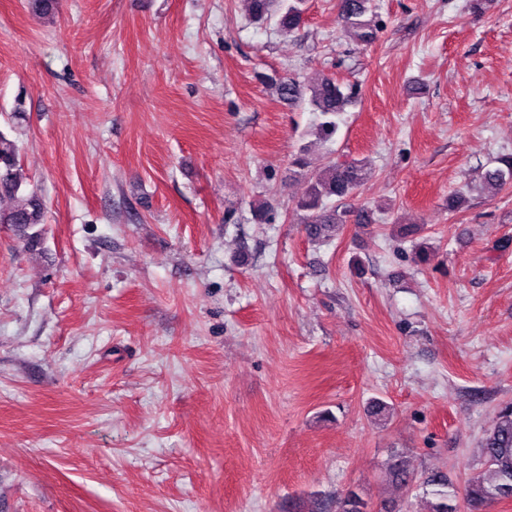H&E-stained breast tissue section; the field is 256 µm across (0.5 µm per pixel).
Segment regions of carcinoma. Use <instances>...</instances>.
Returning a JSON list of instances; mask_svg holds the SVG:
<instances>
[{
  "label": "carcinoma",
  "mask_w": 512,
  "mask_h": 512,
  "mask_svg": "<svg viewBox=\"0 0 512 512\" xmlns=\"http://www.w3.org/2000/svg\"><path fill=\"white\" fill-rule=\"evenodd\" d=\"M305 0H282L278 27L295 32L301 27ZM338 17L342 27L361 44H370L380 32L371 0H338ZM279 97L290 103L307 106L320 117L316 126L318 139L325 142L337 131L336 115L353 105L359 90L339 82L332 74L322 73L310 85L293 78H270ZM494 169L483 174L484 184L495 190L512 182V154L500 156ZM19 147L0 131V195L7 194L16 205L0 211V225L28 233V240H38L35 227L45 223L44 202L36 189L22 188L18 177ZM365 167L359 160L346 164L329 163L311 176L309 190L295 202L301 223L311 239H324L347 223L348 212L336 207V200L350 196L364 181ZM481 468L463 483L455 482L442 470L422 477L411 473L398 458L386 469L389 480L409 491L422 489L430 496L428 512H488L495 503L512 499V404L502 406L492 426L480 441ZM336 512H372L369 503L358 493L349 491L336 499Z\"/></svg>",
  "instance_id": "carcinoma-1"
}]
</instances>
